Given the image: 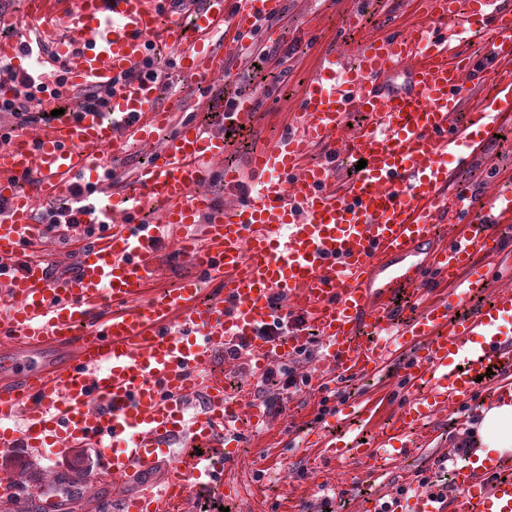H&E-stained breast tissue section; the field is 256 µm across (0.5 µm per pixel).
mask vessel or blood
Instances as JSON below:
<instances>
[{"label":"vessel or blood","mask_w":512,"mask_h":512,"mask_svg":"<svg viewBox=\"0 0 512 512\" xmlns=\"http://www.w3.org/2000/svg\"><path fill=\"white\" fill-rule=\"evenodd\" d=\"M169 2L20 0L0 16L12 31L0 62L25 71L26 35L64 61L69 84L112 90L109 112H68L0 144L10 203L0 217V447L101 448L99 477L117 478L183 441L166 481L122 505L171 512L234 460L241 413L265 419L229 396L214 354L243 342L256 371L287 361L305 343L298 314L320 336L329 375L356 378L409 355L404 393L376 437L316 432L332 455L352 450L382 469L412 456L449 406L511 392L512 283L494 281L512 273L500 234L512 193L481 201L447 186L493 130L512 126V9L418 0L419 21L322 52L292 127L240 168L226 133L256 121L249 97L225 112L224 133L194 120L173 130L157 83L128 74L157 44L178 48L188 77L222 74L281 0H203L187 12ZM352 112L364 122L349 125ZM155 141L134 188L117 185L113 160ZM349 159L367 165L348 174ZM215 162L234 195L221 209L199 190ZM79 184L107 199L104 229L66 230V254L45 250L38 206ZM176 251L193 271L160 288ZM208 282L218 288L206 299ZM277 325L287 341L266 338ZM199 389L208 408L187 416ZM451 472L448 485H419L410 512H512V460L472 456Z\"/></svg>","instance_id":"vessel-or-blood-1"}]
</instances>
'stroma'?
<instances>
[{
    "instance_id": "35a3bbf8",
    "label": "stroma",
    "mask_w": 512,
    "mask_h": 512,
    "mask_svg": "<svg viewBox=\"0 0 512 512\" xmlns=\"http://www.w3.org/2000/svg\"><path fill=\"white\" fill-rule=\"evenodd\" d=\"M288 27L279 38L268 37L258 29L253 44L279 46L288 58L282 67L259 63L251 48L229 59L223 77L196 87L183 83L178 72L177 55H160L171 76V84L160 89V104L171 110L175 119L192 115L213 131L222 128L225 98L239 93H259L258 120L253 129L235 134L232 161L239 162L255 147L272 144L284 132L283 120L304 81L312 72L316 57L337 46L349 35L364 37L379 29H392L404 18V0H284ZM360 12L356 31L347 27L348 15ZM512 172V128L490 136L487 159L477 160L457 170V191L472 193L484 184L494 183L498 174ZM397 361L387 362L373 376L349 382L330 381L327 388H303L289 400L283 413H268L263 424H243L244 445L237 459L224 469L223 483L230 493H207L180 506L178 512H205L221 505L229 512H290L289 495L297 493L299 512H319L323 499H331L334 512H351L354 500L380 497L410 487L414 478L438 480L443 476L437 460L455 456L454 446L466 434L473 415L471 408L453 410L434 420L432 442L420 448L406 461L377 476H369L365 464L350 458L338 460L325 456L320 449L306 447L300 437L303 429L314 426L321 402L339 408L360 401L372 408L371 418L362 424L365 434L377 432L388 419V405L401 393L396 379ZM167 473L160 463L137 473L122 484L106 479L94 482L100 491L99 501L87 505L96 512L99 502H107L106 512H121L124 499L141 495L147 488L162 482Z\"/></svg>"
}]
</instances>
